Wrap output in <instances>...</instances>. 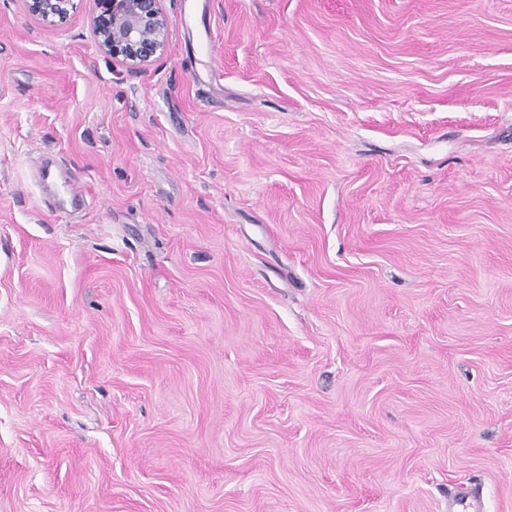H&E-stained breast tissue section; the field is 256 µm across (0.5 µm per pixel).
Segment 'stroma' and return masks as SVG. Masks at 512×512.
<instances>
[{"instance_id":"1","label":"stroma","mask_w":512,"mask_h":512,"mask_svg":"<svg viewBox=\"0 0 512 512\" xmlns=\"http://www.w3.org/2000/svg\"><path fill=\"white\" fill-rule=\"evenodd\" d=\"M161 7L0 0V512H512V0ZM29 13L43 24L58 26L76 9L73 0H26ZM98 49L132 72L151 65L163 52L168 24L161 0H91ZM69 196L73 203L80 202V196L74 192V185L72 184L71 178H64L63 181L56 187L52 198H43L45 205L59 214H65L67 209L60 205V202Z\"/></svg>"}]
</instances>
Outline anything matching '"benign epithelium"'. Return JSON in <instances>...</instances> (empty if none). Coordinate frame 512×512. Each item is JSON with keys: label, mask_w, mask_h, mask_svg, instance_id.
<instances>
[{"label": "benign epithelium", "mask_w": 512, "mask_h": 512, "mask_svg": "<svg viewBox=\"0 0 512 512\" xmlns=\"http://www.w3.org/2000/svg\"><path fill=\"white\" fill-rule=\"evenodd\" d=\"M29 13L49 26L64 23L74 0H26ZM98 49L133 71L151 65L167 41L161 0H91Z\"/></svg>", "instance_id": "1"}]
</instances>
